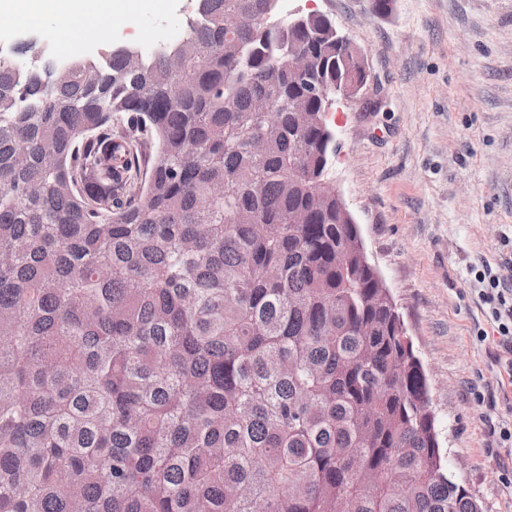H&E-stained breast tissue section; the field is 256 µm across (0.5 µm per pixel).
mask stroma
<instances>
[{
  "label": "stroma",
  "instance_id": "35a3bbf8",
  "mask_svg": "<svg viewBox=\"0 0 512 512\" xmlns=\"http://www.w3.org/2000/svg\"><path fill=\"white\" fill-rule=\"evenodd\" d=\"M328 14L362 51L365 98L331 112L329 177L356 219L370 262L405 322L430 384L448 465L481 512H512V350L507 308L486 278L512 289V0H295ZM192 0L166 13L113 16L114 43L178 41ZM100 24L0 18V45L59 58L94 51ZM378 103L363 108L364 99Z\"/></svg>",
  "mask_w": 512,
  "mask_h": 512
}]
</instances>
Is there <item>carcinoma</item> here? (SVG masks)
Wrapping results in <instances>:
<instances>
[{
	"instance_id": "carcinoma-1",
	"label": "carcinoma",
	"mask_w": 512,
	"mask_h": 512,
	"mask_svg": "<svg viewBox=\"0 0 512 512\" xmlns=\"http://www.w3.org/2000/svg\"><path fill=\"white\" fill-rule=\"evenodd\" d=\"M331 25L195 0L143 69L0 60V512H480L321 165ZM315 67V57L306 50L297 51L288 58V69L297 79L309 78Z\"/></svg>"
}]
</instances>
